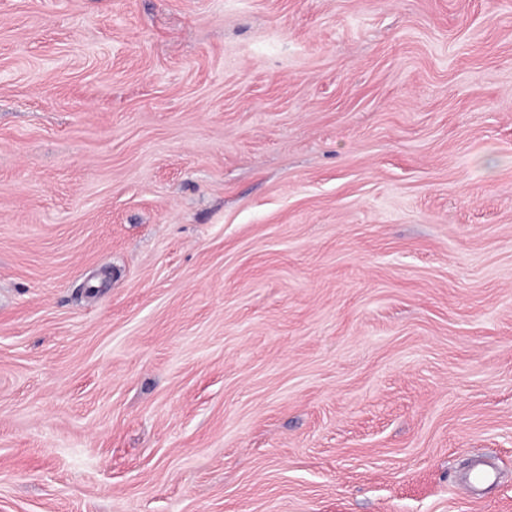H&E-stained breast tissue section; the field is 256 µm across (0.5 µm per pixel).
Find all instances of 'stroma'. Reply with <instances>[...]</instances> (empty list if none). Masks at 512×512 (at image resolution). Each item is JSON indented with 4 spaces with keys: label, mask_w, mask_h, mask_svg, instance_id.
I'll return each mask as SVG.
<instances>
[{
    "label": "stroma",
    "mask_w": 512,
    "mask_h": 512,
    "mask_svg": "<svg viewBox=\"0 0 512 512\" xmlns=\"http://www.w3.org/2000/svg\"><path fill=\"white\" fill-rule=\"evenodd\" d=\"M0 512H512V0H0Z\"/></svg>",
    "instance_id": "stroma-1"
}]
</instances>
